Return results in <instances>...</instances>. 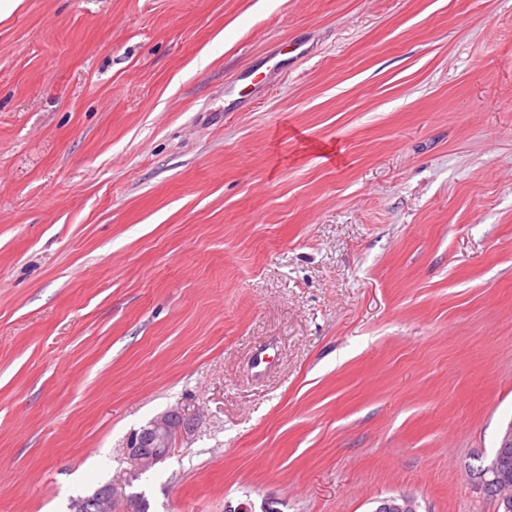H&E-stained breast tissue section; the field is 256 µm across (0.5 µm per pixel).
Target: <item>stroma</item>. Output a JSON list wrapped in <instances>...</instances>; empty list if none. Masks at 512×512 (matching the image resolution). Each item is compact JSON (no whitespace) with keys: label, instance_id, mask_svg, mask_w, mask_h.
I'll return each instance as SVG.
<instances>
[{"label":"stroma","instance_id":"35a3bbf8","mask_svg":"<svg viewBox=\"0 0 512 512\" xmlns=\"http://www.w3.org/2000/svg\"><path fill=\"white\" fill-rule=\"evenodd\" d=\"M511 423L512 0L0 19V512H497ZM183 425L180 415L169 411L134 433L127 442L128 455L136 463L133 474L144 473L162 461L169 454L172 442ZM158 448L164 449L160 451ZM511 443L512 428H508L503 436L502 447H510ZM489 467H495L499 471L501 480L499 485L493 486L492 489L484 491V493L496 502L498 512H512V446L503 450L500 445L489 464L481 467L478 473Z\"/></svg>","mask_w":512,"mask_h":512}]
</instances>
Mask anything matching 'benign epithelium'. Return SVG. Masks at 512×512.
Here are the masks:
<instances>
[{"mask_svg": "<svg viewBox=\"0 0 512 512\" xmlns=\"http://www.w3.org/2000/svg\"><path fill=\"white\" fill-rule=\"evenodd\" d=\"M184 421L173 411L156 417L143 430L134 433L127 442L129 457L135 461V473L148 471L162 461L170 452L176 434L183 428ZM118 488L111 485L105 494L90 502L95 512H110ZM375 512H416L414 501L406 496L389 497Z\"/></svg>", "mask_w": 512, "mask_h": 512, "instance_id": "1", "label": "benign epithelium"}]
</instances>
